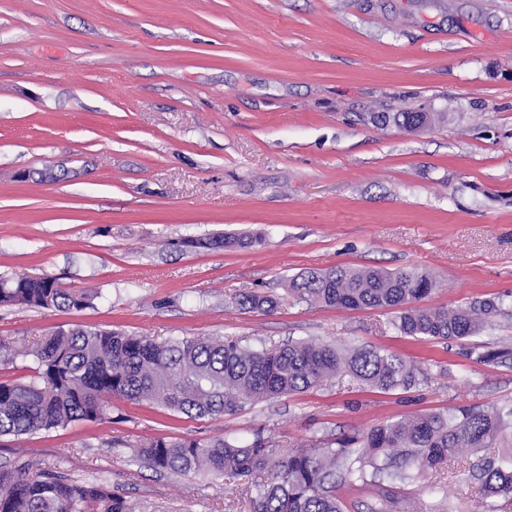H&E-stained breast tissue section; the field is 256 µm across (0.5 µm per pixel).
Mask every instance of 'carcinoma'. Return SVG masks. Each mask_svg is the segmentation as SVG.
Masks as SVG:
<instances>
[{
  "label": "carcinoma",
  "mask_w": 512,
  "mask_h": 512,
  "mask_svg": "<svg viewBox=\"0 0 512 512\" xmlns=\"http://www.w3.org/2000/svg\"><path fill=\"white\" fill-rule=\"evenodd\" d=\"M430 112L377 116L404 128L425 125ZM251 240L222 235L187 241L191 248L245 246ZM436 280L413 268L338 266L293 278L292 294L310 302L349 310L393 307L395 328L405 336L461 340L475 335L499 310L493 301L468 308H425L420 303ZM93 300L56 278L23 276L0 281V305L80 309ZM239 304L269 313L278 301L249 292ZM35 375L23 382H0V437L31 435L73 422H96L105 415L103 398L145 400L188 417L233 414L249 402L304 393L345 372L381 391L407 390L422 372L387 351L344 348L306 341L254 348L238 340L183 337L157 341L115 331L59 330L37 342ZM512 447V410L461 409L430 412L344 435L323 447L278 448L262 435L241 444L154 439L137 455L156 471L181 476L249 477L250 512H343L342 488L366 482L367 472L398 469L401 479H430L464 452L475 457L471 471L480 481L484 512H501L512 502V454H487ZM0 512H135V505L103 482H79L24 463L0 472Z\"/></svg>",
  "instance_id": "cac0c4a2"
}]
</instances>
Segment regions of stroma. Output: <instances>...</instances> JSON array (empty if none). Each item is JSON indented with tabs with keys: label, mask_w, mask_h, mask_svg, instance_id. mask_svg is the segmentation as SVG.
<instances>
[{
	"label": "stroma",
	"mask_w": 512,
	"mask_h": 512,
	"mask_svg": "<svg viewBox=\"0 0 512 512\" xmlns=\"http://www.w3.org/2000/svg\"><path fill=\"white\" fill-rule=\"evenodd\" d=\"M443 112L417 130L380 113ZM253 237L192 249L183 238ZM337 266L415 268L427 307L500 309L458 341L401 335L390 308L289 295ZM50 275L86 308L0 306V339L77 327L152 339L375 346L426 378L382 392L341 373L235 414L115 398L100 422L0 438V470L105 482L138 512H249L241 479L157 473V439L262 433L283 448L431 411L512 405V0H0V279ZM274 312L238 305L245 292ZM475 512L466 464L342 489L370 512Z\"/></svg>",
	"instance_id": "obj_1"
}]
</instances>
